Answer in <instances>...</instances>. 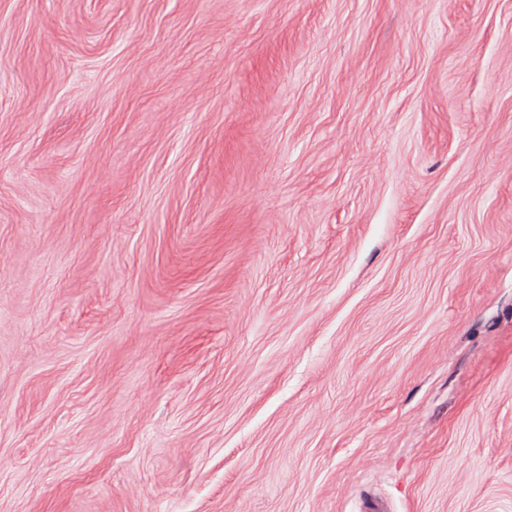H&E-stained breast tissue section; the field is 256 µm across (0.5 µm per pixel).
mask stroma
Returning a JSON list of instances; mask_svg holds the SVG:
<instances>
[{"mask_svg":"<svg viewBox=\"0 0 512 512\" xmlns=\"http://www.w3.org/2000/svg\"><path fill=\"white\" fill-rule=\"evenodd\" d=\"M512 512V0H0V512Z\"/></svg>","mask_w":512,"mask_h":512,"instance_id":"1","label":"stroma"}]
</instances>
